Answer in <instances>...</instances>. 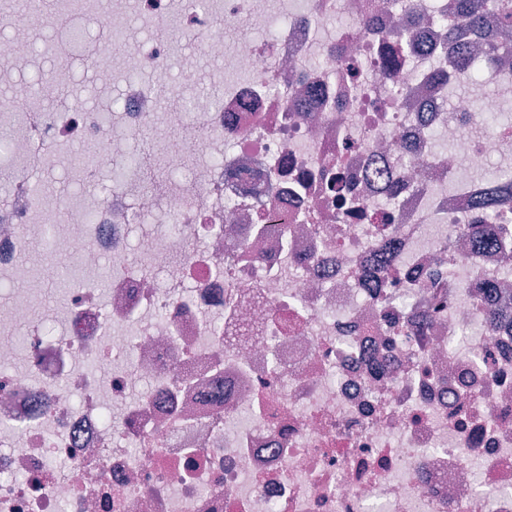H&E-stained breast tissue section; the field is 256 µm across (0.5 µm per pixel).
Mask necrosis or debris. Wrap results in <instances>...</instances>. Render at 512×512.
<instances>
[{
  "label": "necrosis or debris",
  "mask_w": 512,
  "mask_h": 512,
  "mask_svg": "<svg viewBox=\"0 0 512 512\" xmlns=\"http://www.w3.org/2000/svg\"><path fill=\"white\" fill-rule=\"evenodd\" d=\"M110 4L114 35L134 10L203 52L158 34L118 63L98 39L97 85L123 87L114 121L55 104L54 78L0 100V277L39 248L35 223L109 273L47 324L25 289L0 301V512H512V320L478 325L512 304V211L487 224L502 249L467 235L486 224V167L512 185V126H482L458 73L430 79L435 15L395 97L382 49L407 18L387 0ZM204 56L224 63L220 94L188 90ZM156 121L162 163L196 160L158 192L129 162ZM89 142L92 173L117 179L71 203L39 190L36 171L69 165L58 147ZM388 238L384 284L364 287Z\"/></svg>",
  "instance_id": "4bbe7bcc"
}]
</instances>
